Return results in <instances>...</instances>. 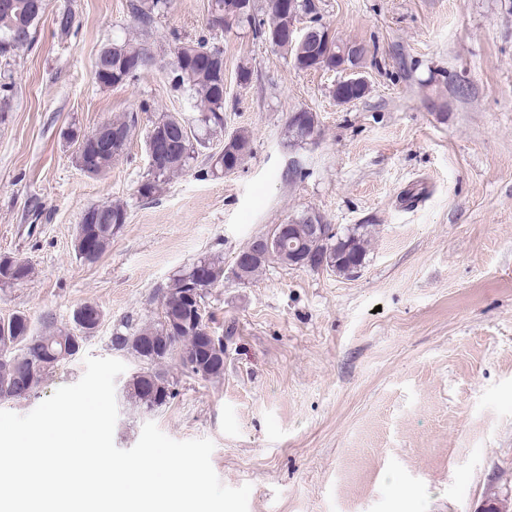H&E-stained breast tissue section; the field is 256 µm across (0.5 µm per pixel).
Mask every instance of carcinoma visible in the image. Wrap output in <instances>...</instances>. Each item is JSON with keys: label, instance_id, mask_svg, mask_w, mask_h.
I'll list each match as a JSON object with an SVG mask.
<instances>
[{"label": "carcinoma", "instance_id": "carcinoma-1", "mask_svg": "<svg viewBox=\"0 0 512 512\" xmlns=\"http://www.w3.org/2000/svg\"><path fill=\"white\" fill-rule=\"evenodd\" d=\"M45 0H13L7 13L0 12V58L9 59L31 46L36 23L44 13ZM172 0H135L132 12L139 24L148 27L155 16L169 10ZM269 23L256 18L251 0H210L207 28L247 25L256 33L269 39L271 32L288 26V16L281 13L279 0H267ZM152 56L147 48L133 39L116 41L102 48L95 64L102 65L104 72L98 80L103 86L122 83L129 76L151 65ZM172 84L196 99L200 110L199 122L205 129L215 132L224 129V52L211 48L200 39L179 45L175 50ZM134 116L117 118L110 122L112 141L109 150H102L93 141L84 144L77 154L79 167L91 176H100L112 168V162L120 157L133 136ZM156 131L172 141L169 154L149 168L147 179L138 193L150 198L157 193L166 178L184 170L193 159L192 139L196 138L185 121L166 115L153 123ZM251 154V135L239 130L227 148L210 156L216 171L240 168ZM91 217H82L87 226L85 232L95 239L97 256H102L112 243V235L127 221V211L120 204H92L87 207ZM344 242L336 243V234L321 239L316 237L307 224H291L282 233L278 249L259 259L233 267V277L246 283L253 280L276 261L289 265L291 250L288 244L301 245L304 253L316 264L324 252L333 254L331 271L339 275H351L356 267L365 264L372 238L368 224H357L341 231ZM33 276L32 266L22 258L0 257V284L17 285ZM224 282V262L219 258L198 261L190 269L157 287L161 315L151 324L140 327L129 323L121 325L112 336V348L135 355L142 363L123 386V396L137 406L151 411L166 404L175 395L174 382L167 366L173 362L182 369L203 353L204 336L208 328L205 319V297L209 289ZM9 340L0 338V401L28 398L30 382H42L55 367L73 358L76 344L84 341L78 323L70 328H56L48 323L41 332L31 334L29 319L16 314L7 320ZM215 362L206 371L205 379H219L224 374L220 356L224 354V342L210 347Z\"/></svg>", "mask_w": 512, "mask_h": 512}]
</instances>
